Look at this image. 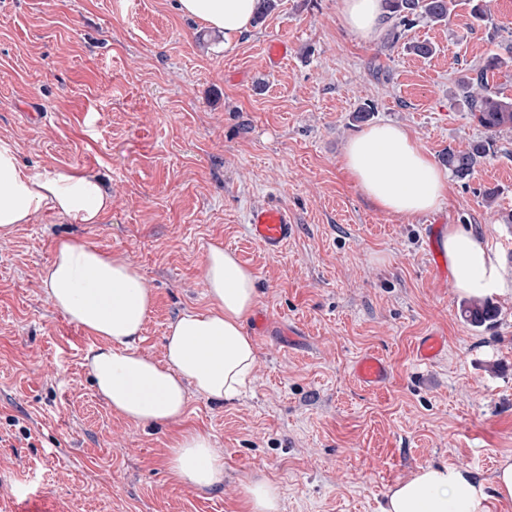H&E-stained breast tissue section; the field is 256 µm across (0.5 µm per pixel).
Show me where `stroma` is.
<instances>
[{"label": "stroma", "instance_id": "stroma-1", "mask_svg": "<svg viewBox=\"0 0 512 512\" xmlns=\"http://www.w3.org/2000/svg\"><path fill=\"white\" fill-rule=\"evenodd\" d=\"M455 0L448 21L417 20L366 42L339 0H277L232 46L178 0H0V138L21 165L103 178L112 209L79 224L42 208L0 239V512H240L258 475L281 512H380L419 467L448 464L490 489L512 457V294L472 327L429 218L483 235L512 270V133L470 178H451L435 215L380 211L343 166L368 122L405 127L433 160L485 136L456 81L512 44V0ZM284 38L288 58L266 65ZM431 42L419 57L409 44ZM286 208L294 237L276 256L252 241L255 206ZM61 238L126 255L154 301L139 348L162 358L168 324L206 306L204 257L220 244L258 284L251 382L218 404L190 392L185 413L143 427L112 412L85 364L95 337L53 307L41 282ZM442 336L432 364L420 338ZM384 356L388 382L352 374ZM207 433L224 481L205 492L166 465L175 434ZM353 375L367 389H377L388 381L390 372L387 361L375 353H366L356 359Z\"/></svg>", "mask_w": 512, "mask_h": 512}]
</instances>
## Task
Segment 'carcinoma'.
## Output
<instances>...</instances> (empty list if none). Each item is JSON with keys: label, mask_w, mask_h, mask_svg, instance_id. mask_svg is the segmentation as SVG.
Listing matches in <instances>:
<instances>
[{"label": "carcinoma", "mask_w": 512, "mask_h": 512, "mask_svg": "<svg viewBox=\"0 0 512 512\" xmlns=\"http://www.w3.org/2000/svg\"><path fill=\"white\" fill-rule=\"evenodd\" d=\"M452 6L453 0H384L388 18L395 20L390 30L391 43L395 44L400 39L399 27L409 26L419 18L437 23L447 21ZM507 54L506 58L494 54L475 74L465 73L457 79L458 90L468 105L471 117L486 133L485 139L472 143L469 148L451 150L446 155L448 169L459 179L471 176L479 161L489 156L496 137L512 130V100L500 97L488 81V72L501 71L512 65V47L507 49ZM464 314L472 326L481 327L496 317L497 309L488 300L471 299L464 306Z\"/></svg>", "instance_id": "cac0c4a2"}]
</instances>
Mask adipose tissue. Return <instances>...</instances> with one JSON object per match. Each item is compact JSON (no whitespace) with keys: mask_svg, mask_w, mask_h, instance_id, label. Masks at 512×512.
<instances>
[{"mask_svg":"<svg viewBox=\"0 0 512 512\" xmlns=\"http://www.w3.org/2000/svg\"><path fill=\"white\" fill-rule=\"evenodd\" d=\"M340 4L343 25L362 40H373L382 0ZM180 6L229 40L249 29L255 0H180ZM344 168L377 209L394 216L436 211L448 192L447 169L395 124L355 133L345 147ZM45 206L62 218L97 224L109 212L112 197L93 174L21 168L14 146L0 138V238L30 223ZM441 248L462 294H512V273L500 266L482 235L452 224ZM205 276L206 307L169 323L158 360L137 347L153 294L136 266L76 238L57 242L43 285L54 307L98 339L86 356L93 383L126 420L141 426L169 422L183 415L189 390L224 401L236 398L249 381L256 351L244 321L257 301L255 274L234 252L213 244L205 256ZM167 464L178 482L198 491L224 480L223 459L199 431L174 439ZM484 500L470 474L447 464L429 465L391 488L382 512H482Z\"/></svg>","mask_w":512,"mask_h":512,"instance_id":"1","label":"adipose tissue"}]
</instances>
